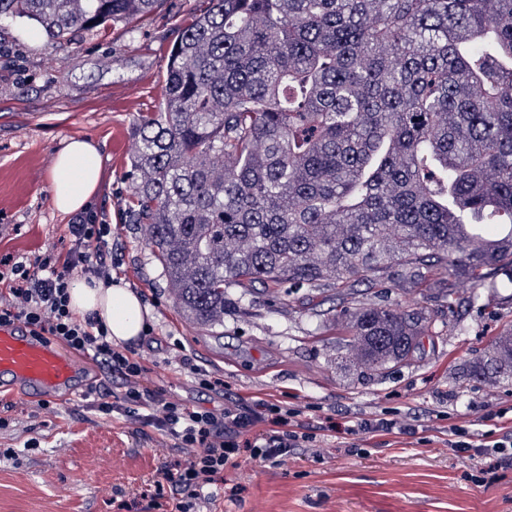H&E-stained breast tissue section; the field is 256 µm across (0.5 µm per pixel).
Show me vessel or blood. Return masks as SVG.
<instances>
[{"label": "vessel or blood", "instance_id": "obj_1", "mask_svg": "<svg viewBox=\"0 0 512 512\" xmlns=\"http://www.w3.org/2000/svg\"><path fill=\"white\" fill-rule=\"evenodd\" d=\"M78 365L53 344L36 339L24 326L0 327V385L16 388L29 399L67 392Z\"/></svg>", "mask_w": 512, "mask_h": 512}]
</instances>
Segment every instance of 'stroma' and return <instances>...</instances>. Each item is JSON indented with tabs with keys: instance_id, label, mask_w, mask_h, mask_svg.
<instances>
[{
	"instance_id": "1",
	"label": "stroma",
	"mask_w": 512,
	"mask_h": 512,
	"mask_svg": "<svg viewBox=\"0 0 512 512\" xmlns=\"http://www.w3.org/2000/svg\"><path fill=\"white\" fill-rule=\"evenodd\" d=\"M208 0H162L149 16L116 24L102 37L47 40L34 25L0 21V256L35 259L71 246L74 218L56 211L53 158L66 141L101 152L104 180L88 214L111 224L104 247L114 278L139 291L152 311L130 353L143 383L187 407L291 404L302 422L332 424L320 455L298 448L284 461L241 458L216 483L208 512H512V469L484 485L475 463L443 448L446 426L483 424L512 411V379L474 374L472 365L512 333V281L452 286L466 303L449 316L443 272L410 281L393 267L384 284L319 294L262 286L230 288L224 322L200 327L183 317L161 265L131 221L128 160L134 125L162 97L167 55L194 10ZM372 302L424 309L423 345L405 364L363 373L337 317ZM187 355L190 366L173 362ZM80 387L40 405L0 390V512H113L112 500H140L162 464L180 462L152 425L94 411L90 387L121 394L117 374L77 356ZM384 413L417 420L416 437L366 438L351 428Z\"/></svg>"
}]
</instances>
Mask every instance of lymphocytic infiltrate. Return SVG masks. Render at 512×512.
<instances>
[{
	"label": "lymphocytic infiltrate",
	"instance_id": "f902f5d3",
	"mask_svg": "<svg viewBox=\"0 0 512 512\" xmlns=\"http://www.w3.org/2000/svg\"><path fill=\"white\" fill-rule=\"evenodd\" d=\"M74 245L66 254L48 253L34 265L6 256L0 258V326L23 324L30 335L55 341L70 350L92 356L108 369L121 373L124 391L115 402L101 401L98 412L119 413L127 422L146 421L171 436L185 455L177 468L162 467L150 491V503L161 507L172 501L174 512H201L210 500L209 488L237 467L241 454L272 463L289 449L304 448L320 454L327 436L304 427L298 409L288 406H255L250 410H198L188 408L161 392L144 389L147 372L140 360L114 347L107 331L93 319H82L69 308V278L73 267L109 279L110 268L103 246L111 227L94 216L80 217L69 225ZM443 444L450 451L469 448L487 464L472 480L482 483L486 474L512 468V424L500 419L487 430L452 424Z\"/></svg>",
	"mask_w": 512,
	"mask_h": 512
}]
</instances>
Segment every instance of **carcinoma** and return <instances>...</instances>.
Listing matches in <instances>:
<instances>
[{"label":"carcinoma","mask_w":512,"mask_h":512,"mask_svg":"<svg viewBox=\"0 0 512 512\" xmlns=\"http://www.w3.org/2000/svg\"><path fill=\"white\" fill-rule=\"evenodd\" d=\"M160 0H0L52 41ZM129 211L183 316L224 289L323 292L398 262L512 279V0H209L134 127ZM424 313L343 321L370 373L411 357ZM512 376V336L495 343Z\"/></svg>","instance_id":"carcinoma-1"}]
</instances>
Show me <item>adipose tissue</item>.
Masks as SVG:
<instances>
[{
	"instance_id": "1",
	"label": "adipose tissue",
	"mask_w": 512,
	"mask_h": 512,
	"mask_svg": "<svg viewBox=\"0 0 512 512\" xmlns=\"http://www.w3.org/2000/svg\"><path fill=\"white\" fill-rule=\"evenodd\" d=\"M102 173L101 154L94 143L85 139L67 141L52 167L55 208L65 215L85 210L99 187ZM69 295L71 309L102 322L109 341L117 345L136 343L152 317L140 294L119 281L78 277L71 282Z\"/></svg>"
}]
</instances>
